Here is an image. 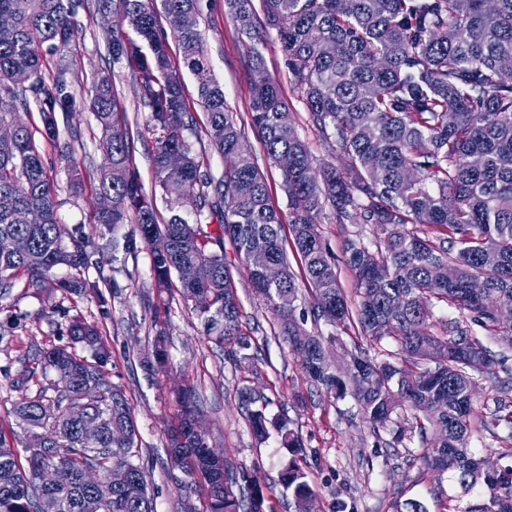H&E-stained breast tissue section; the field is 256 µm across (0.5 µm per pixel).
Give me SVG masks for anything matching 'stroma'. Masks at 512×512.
I'll return each instance as SVG.
<instances>
[{"instance_id":"35a3bbf8","label":"stroma","mask_w":512,"mask_h":512,"mask_svg":"<svg viewBox=\"0 0 512 512\" xmlns=\"http://www.w3.org/2000/svg\"><path fill=\"white\" fill-rule=\"evenodd\" d=\"M200 29L214 78L223 86L227 103L246 115L252 76L244 63L245 49L236 24L224 14V0H201ZM79 32L61 56H46L43 69L52 72L58 60H65L76 82L72 90L79 111L60 120V131L75 128L81 133L70 158L59 156L50 144H43L45 164L57 186L59 213L68 229H79L90 237L103 231L96 222L99 201L91 185L74 187L72 168L102 165L98 148L100 130L90 109V78L112 63L107 44L110 28H103L78 11ZM128 67L117 70L116 88L125 109L129 131L134 139L133 164L145 190L154 187L149 155L156 135L148 130L146 115L139 111L126 81ZM184 95L194 115L198 133H186L193 150L202 155L214 176L224 172L223 158L211 150L203 134L207 113L197 94L192 75L184 77ZM321 234L345 290H353L354 278L343 251L347 239L371 242L373 235L363 224H338L332 216L321 220ZM110 276L111 286L104 294L109 316H102L93 296L52 293L26 287L17 279L13 288L0 296V324L11 325L10 336L0 340V430L8 433L15 448H24L26 436L13 413L18 392L9 381L26 368L29 351L68 341L66 326L80 318L98 323L112 357L107 366L111 382L120 384L129 399L139 429L140 461L149 482L155 512H182L184 501H191L197 512H204L205 496L200 487L177 488L168 479L166 429L173 422L174 390L195 387L202 401L201 425L212 448L238 471H246L264 492L273 512H294L289 492L279 482L280 471L288 460L277 436L256 444L249 429L246 410L238 387L250 385L269 400L267 411L285 415L299 435L305 450V469L319 495L314 512H329L332 502L345 505V512H406L405 503L422 502L428 512H448L449 497L459 490L450 479H438L421 460L412 456L417 444L394 443L391 429L373 433L352 398L339 399L309 381L300 362L278 335V329L263 302L251 286L249 272L240 263L231 273L241 304L242 329L250 335L249 359L234 363L208 342L200 321L179 295L153 294L150 250L139 244L136 255L123 249L104 247L92 255L85 271L87 278L97 273ZM168 336L169 364L156 374L149 367L156 329ZM481 411L471 425L475 448L487 461L512 463L504 456L503 436L507 428L488 429L487 421L497 408L498 398L512 402V370L495 369L480 376L477 387Z\"/></svg>"}]
</instances>
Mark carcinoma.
I'll return each mask as SVG.
<instances>
[{
  "instance_id": "obj_1",
  "label": "carcinoma",
  "mask_w": 512,
  "mask_h": 512,
  "mask_svg": "<svg viewBox=\"0 0 512 512\" xmlns=\"http://www.w3.org/2000/svg\"><path fill=\"white\" fill-rule=\"evenodd\" d=\"M78 5L103 23L118 17L122 33L108 46L112 65L129 64L137 107L162 132L150 154L155 186L168 203H186L195 215L192 224L178 214L159 221L155 195L146 193L131 166L134 141L119 125L113 74L97 72L90 109L110 166L87 174L96 194L112 197V210L98 212V223L112 232L120 224L137 225L139 237L124 239L127 253L138 238L147 245L155 236L167 238L166 251L151 252L154 287L169 291L178 281L204 335L236 362L248 358L251 344L224 254L229 238L280 336L291 351H307L301 367L312 383L339 398L351 396L376 434L397 421L395 442L417 435L423 463L450 475L463 495L478 488L488 493L461 512H512V465L485 470L470 448L477 393L466 388L477 361L490 372L507 368L512 355V324L498 322L500 311L512 312V0H224L225 13L246 38L245 63L254 74L250 125L263 141L266 162L282 171L286 214L272 205L258 158L246 145L245 124L211 74L199 25L167 31L159 23L161 13L200 19V0H0V15L10 19L0 26V126L34 108L42 137L62 156L72 151L77 131L60 141L57 120L60 112L77 111L68 67L58 63L47 79L43 56L74 40ZM272 33L287 61L290 101L265 71L262 49ZM171 39L180 49L177 64L168 53ZM19 72L31 77L21 89L14 84ZM186 72L208 112L205 136L224 157L219 178L183 136L195 128L184 98ZM298 104L308 127L336 142L345 171L330 163L314 166L297 132ZM59 207L35 134L21 125L0 139V288L23 273L36 288L91 294L104 305L109 278L103 272L95 280L52 278L60 266L86 268L94 248L62 224ZM328 212L338 224L370 225L376 238L372 247L345 241L355 278L350 295L320 232ZM213 222L221 229L215 236L204 230ZM285 223L311 289L314 321L353 326L376 346L373 352L357 344L344 350L348 371L342 375L328 363L329 344L303 328L301 285L281 235ZM271 265L281 272L275 285L265 279ZM443 265L454 270L449 280L434 276ZM475 281L484 284L479 293L470 288ZM441 302L470 319L437 330L432 307ZM67 335L90 355L50 345L30 354L32 367L12 380L21 393L14 414L41 447H26L22 461L0 434V468L15 476L12 484H0V512H42L44 502L56 504V512H76L89 493L83 475L91 469L127 474L102 512H154L132 408L106 372L111 352L95 324L74 318ZM386 338L396 350L382 345ZM152 347L161 370L169 360L163 330ZM49 369L62 388L43 386L29 395L30 383ZM238 396L256 441L277 431L289 453L280 484L291 492L295 512H305L317 491L302 466L299 436L286 417L268 416V402L254 388L243 386ZM175 403L165 462L170 478L180 482L178 470L191 483L203 481L206 512H265L262 491H239L245 472L226 464L216 475L206 465L212 449L193 428L201 410L195 391L178 390ZM72 404L85 405L89 419L69 418ZM422 418L437 439L429 438ZM52 456L73 471L69 485L39 484L38 472Z\"/></svg>"
}]
</instances>
